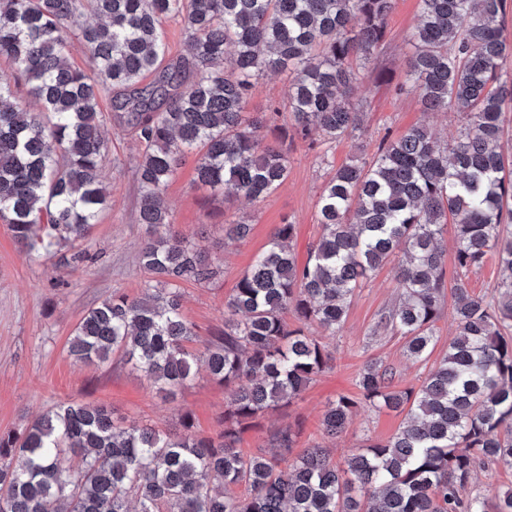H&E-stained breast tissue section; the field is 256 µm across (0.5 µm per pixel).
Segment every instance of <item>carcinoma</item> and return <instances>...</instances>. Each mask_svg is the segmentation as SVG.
Listing matches in <instances>:
<instances>
[{
	"label": "carcinoma",
	"mask_w": 512,
	"mask_h": 512,
	"mask_svg": "<svg viewBox=\"0 0 512 512\" xmlns=\"http://www.w3.org/2000/svg\"><path fill=\"white\" fill-rule=\"evenodd\" d=\"M396 0H0V221L29 254L80 265L77 247L108 202L103 157L109 130L99 105L115 91L114 121L144 143L137 170L139 221L148 238L143 292H115L75 327L68 353L104 364L117 355L157 392L173 397L205 368L228 391L216 436L189 413L159 430L127 425L102 405L60 402L19 431L0 434V512H512V487L466 493L477 468H512V172L504 155V105L512 102L506 0H419L406 77L428 112H461L443 145L425 126L385 137L371 159L336 169L318 201L319 239L301 261L296 225L270 241L224 298L223 325L199 351L182 315L181 286L220 275L209 246L167 217L163 196L182 157L198 155L197 182L216 199L252 202L288 177L295 140L330 145L362 129L357 72L383 46ZM93 14L97 22L83 19ZM178 17L197 79L165 62L162 21ZM94 62L68 63L71 34ZM292 74L291 129L257 131L278 116L248 111L254 81ZM151 75L153 82L141 85ZM24 86L39 110L14 101ZM453 230L456 334L419 387L398 389L371 361L361 399L341 395L321 414L324 436L344 432L362 403L403 416L385 441L366 439L341 462L319 443L293 455L289 425L274 451L243 454L254 421L300 399L331 361L314 335H336L364 280L395 252L398 302L372 334L405 339L414 362L431 353L444 304V233ZM245 220L224 225L242 241ZM500 282L469 288L487 258ZM294 323H288V317ZM243 485L247 494L231 491Z\"/></svg>",
	"instance_id": "1"
}]
</instances>
